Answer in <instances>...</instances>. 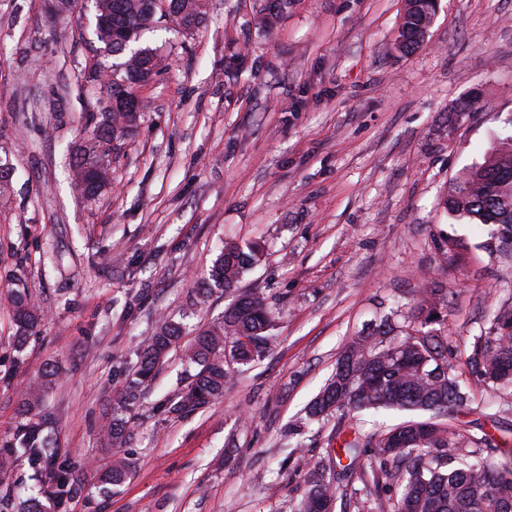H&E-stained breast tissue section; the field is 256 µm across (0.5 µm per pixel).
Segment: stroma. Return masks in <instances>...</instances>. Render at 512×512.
Wrapping results in <instances>:
<instances>
[{
	"label": "stroma",
	"mask_w": 512,
	"mask_h": 512,
	"mask_svg": "<svg viewBox=\"0 0 512 512\" xmlns=\"http://www.w3.org/2000/svg\"><path fill=\"white\" fill-rule=\"evenodd\" d=\"M266 0H208L199 30L146 31L159 72L132 134L112 153L95 204L70 171L84 145L70 91L91 58L94 16L59 17L40 0H0V448L26 423L25 392L56 382L38 413L73 466L67 512H291L307 490L302 459L331 433L296 421L349 341L425 288L448 289L440 325L475 407L496 396L472 378V337L512 300V253L449 218L453 180L512 138V0H442L421 46L397 48L405 0H291L273 27ZM478 95L479 112L462 111ZM259 241L241 282L279 312L278 342L222 398L177 418L165 402L189 382L170 352L113 448L115 394L142 342L173 319L193 341L233 293L196 288L229 241ZM39 312L21 333L11 283ZM302 445L301 455L292 448ZM131 461L121 485L90 471ZM26 460L0 470V512L40 497Z\"/></svg>",
	"instance_id": "stroma-1"
}]
</instances>
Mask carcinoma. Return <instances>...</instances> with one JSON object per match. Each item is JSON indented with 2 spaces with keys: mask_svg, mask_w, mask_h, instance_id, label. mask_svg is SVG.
<instances>
[{
  "mask_svg": "<svg viewBox=\"0 0 512 512\" xmlns=\"http://www.w3.org/2000/svg\"><path fill=\"white\" fill-rule=\"evenodd\" d=\"M99 23L92 62L81 86L91 87L92 104L85 113L91 147L74 165V183L82 199L92 202L110 181L114 142L136 125L142 105L134 86L158 66L155 54L138 46L143 31L159 23L185 28L204 17L206 0H168L163 12L153 0H95ZM433 15L430 5L404 10L398 49L415 50V33ZM448 212L469 224L491 226V239L502 244L512 237V147L488 155L484 162L458 176L448 194ZM261 257V247L229 243L210 270V279L229 292ZM16 321L24 328L34 320L27 285L16 280L12 290ZM447 294L428 291L405 313L393 309L378 323L355 336L306 411V421L336 418V447L312 465L303 461L308 491L293 512H326L337 491L359 479L365 504L376 512H512V472L494 460L512 441L478 432L457 416L476 411L469 392L448 360V339L431 325L440 322ZM277 315L266 293L253 289L237 294L221 320L200 329L184 349L186 366L194 369L189 383L169 401V411L185 415L224 395L233 373L263 357L274 346ZM184 335L181 324L167 320L148 337L135 376L116 394L120 411L134 405L152 380L161 358ZM468 369L492 389L512 388V303H504L489 325L472 337ZM395 409L423 412L388 430L366 432L352 418L365 411ZM112 447L126 445L125 420L112 422ZM23 457L46 472L54 486V512H66L71 492L70 464L58 459L33 421L14 437V446L0 452V466ZM348 463H343V460ZM128 464L119 461L96 474L102 486L122 484Z\"/></svg>",
  "mask_w": 512,
  "mask_h": 512,
  "instance_id": "cac0c4a2",
  "label": "carcinoma"
}]
</instances>
